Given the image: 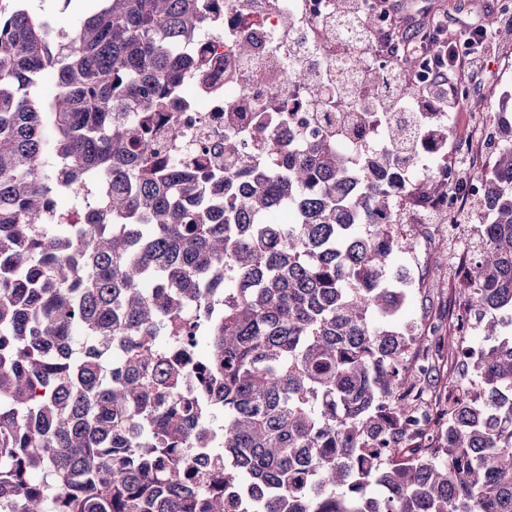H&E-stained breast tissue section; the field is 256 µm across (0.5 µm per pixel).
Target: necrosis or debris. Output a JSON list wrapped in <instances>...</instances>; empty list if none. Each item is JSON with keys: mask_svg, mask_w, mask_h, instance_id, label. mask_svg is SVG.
Wrapping results in <instances>:
<instances>
[{"mask_svg": "<svg viewBox=\"0 0 512 512\" xmlns=\"http://www.w3.org/2000/svg\"><path fill=\"white\" fill-rule=\"evenodd\" d=\"M334 0H224V26L205 29L200 38L184 43L179 55L205 54L202 72H186L177 86L187 109L177 114L176 131L167 141L170 156L193 157L221 152L224 137L235 134L250 160L261 163V142L255 136L258 122L292 151L325 130L328 112H349L361 107L371 87L364 78L369 69L391 73L379 96L406 99L405 88L394 74L403 68V52L383 55L369 45L349 57V37L330 32L324 23ZM249 42L250 61L238 60L239 42ZM235 114L226 125V114ZM445 103L425 109L412 127V161L394 173L399 187L419 189L421 208L459 207L461 200L478 199L485 191L482 180L462 178V166L449 165L448 148L435 136L437 125L448 122ZM465 180L463 197L449 195L448 187Z\"/></svg>", "mask_w": 512, "mask_h": 512, "instance_id": "4bbe7bcc", "label": "necrosis or debris"}]
</instances>
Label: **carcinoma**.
<instances>
[{
  "label": "carcinoma",
  "mask_w": 512,
  "mask_h": 512,
  "mask_svg": "<svg viewBox=\"0 0 512 512\" xmlns=\"http://www.w3.org/2000/svg\"><path fill=\"white\" fill-rule=\"evenodd\" d=\"M101 2L55 40L0 0V512H512V111L473 250L442 256L484 349L448 336L458 392L430 430L431 371L389 327L413 242L373 222L408 138L353 168L359 112L299 153L258 129L260 166L232 133L222 172L171 163L130 114L174 127L196 65L174 45L220 19ZM64 184L87 223L50 217Z\"/></svg>",
  "instance_id": "cac0c4a2"
}]
</instances>
